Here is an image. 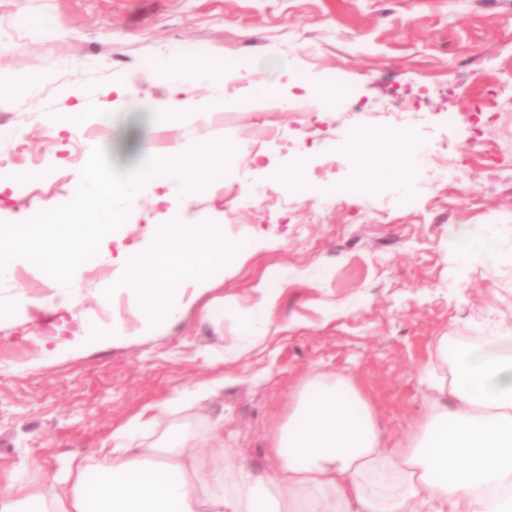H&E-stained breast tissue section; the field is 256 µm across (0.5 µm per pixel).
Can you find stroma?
Segmentation results:
<instances>
[{
	"instance_id": "stroma-1",
	"label": "stroma",
	"mask_w": 512,
	"mask_h": 512,
	"mask_svg": "<svg viewBox=\"0 0 512 512\" xmlns=\"http://www.w3.org/2000/svg\"><path fill=\"white\" fill-rule=\"evenodd\" d=\"M184 57L223 64L224 88L196 86L194 111L159 124L155 106L167 88L143 72ZM283 59L294 76L281 73ZM248 67L283 99L296 84L324 83L338 103L295 128L290 109L258 113L239 75ZM0 69L22 79L0 98V174L21 180L17 192L0 194V223L71 201L99 142L121 171L148 146L225 139L244 149L190 197L157 204L155 186L144 187L120 228L144 250L155 239L147 224L174 221L223 225L238 244L178 322L138 335L120 293L128 337L75 348L81 319L102 316L94 293L111 285L109 263L77 268L84 298L70 310L54 307V280L37 265L19 262L0 277V481L15 476L49 496L71 462L99 456L146 405L217 378L224 386L210 399L159 414L146 443L177 436L199 448L204 466L271 471L268 450L305 383L341 377L372 404L391 447L426 408L422 373L440 340L477 346L512 326V0H0ZM128 80L139 108L115 110L101 127L96 112L113 84ZM488 85L495 119L478 135L464 122L447 131V115L471 111ZM78 88L87 115L57 133ZM356 99L364 111L351 110ZM389 112L406 119L409 135L447 146L460 173L479 180L463 195L431 191L423 171L412 208L381 213L355 195L323 208L359 178L347 161L324 168L323 155L351 130L383 126ZM294 169L305 194L282 186ZM246 179L266 188L251 208L239 197ZM483 235L496 236L495 255L461 259L458 241ZM279 273L268 333L223 361L244 334L258 285ZM19 290L42 307L19 306Z\"/></svg>"
}]
</instances>
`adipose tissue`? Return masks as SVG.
<instances>
[{"label": "adipose tissue", "instance_id": "1", "mask_svg": "<svg viewBox=\"0 0 512 512\" xmlns=\"http://www.w3.org/2000/svg\"><path fill=\"white\" fill-rule=\"evenodd\" d=\"M146 79L172 93L160 120L188 112L191 85H221L212 62L167 59ZM358 130L348 159L362 189H408L419 169V143L393 138L386 153ZM426 411L386 448L374 410L345 379L309 380L295 398L272 448L273 473L199 469L182 440L145 446L139 439L176 397L146 406L112 435L102 457L69 467L51 497L17 479L0 484V512H512V329L478 348L440 342L426 373Z\"/></svg>", "mask_w": 512, "mask_h": 512}]
</instances>
